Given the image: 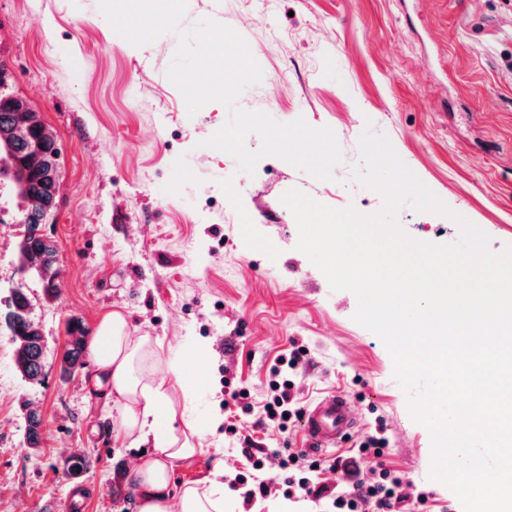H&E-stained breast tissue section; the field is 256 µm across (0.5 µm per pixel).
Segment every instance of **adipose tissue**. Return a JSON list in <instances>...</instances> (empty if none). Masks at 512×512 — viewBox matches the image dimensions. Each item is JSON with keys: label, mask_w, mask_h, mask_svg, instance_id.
I'll return each instance as SVG.
<instances>
[{"label": "adipose tissue", "mask_w": 512, "mask_h": 512, "mask_svg": "<svg viewBox=\"0 0 512 512\" xmlns=\"http://www.w3.org/2000/svg\"><path fill=\"white\" fill-rule=\"evenodd\" d=\"M87 343L94 388L121 405L118 435L154 441V455L134 473L139 512H224V499L232 490L219 481L171 493L174 463L193 456L196 438L219 424L214 418L182 432L176 428L171 395L186 385L181 361L162 362L159 341L134 335L118 309L101 317Z\"/></svg>", "instance_id": "adipose-tissue-1"}]
</instances>
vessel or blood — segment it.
Masks as SVG:
<instances>
[{
	"mask_svg": "<svg viewBox=\"0 0 512 512\" xmlns=\"http://www.w3.org/2000/svg\"><path fill=\"white\" fill-rule=\"evenodd\" d=\"M353 423L349 399L341 393L329 394L316 402L304 415L302 434L310 447L332 448Z\"/></svg>",
	"mask_w": 512,
	"mask_h": 512,
	"instance_id": "b4317fda",
	"label": "vessel or blood"
}]
</instances>
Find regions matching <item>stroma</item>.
Listing matches in <instances>:
<instances>
[{"mask_svg": "<svg viewBox=\"0 0 512 512\" xmlns=\"http://www.w3.org/2000/svg\"><path fill=\"white\" fill-rule=\"evenodd\" d=\"M204 18L241 35L262 70L235 108L334 131L342 158L331 179L274 156L248 174L205 147L231 109L211 102L189 114L166 75L175 34L135 47L97 0H0L4 89L53 132L61 168L44 228L58 252L52 297L19 272L23 202L0 180V298L27 292L46 345L44 376L31 383L0 330V512H58L79 491L80 512H138L132 475L152 444L117 438L120 408L91 386L92 365L61 370L69 320L90 330L113 308L134 334L162 341L163 359L191 338L208 345L205 362L187 369V393L172 400L177 427L214 414L220 423L194 456L175 462L173 491L209 484L220 464L238 492L224 512H338L333 490L349 477L328 461L375 434L387 441L383 469L401 479L400 512H464L430 476L431 434L412 417L389 350L353 321L355 295L332 290L297 250L281 198L297 189L333 208L377 212L381 195L351 179L364 167L357 140L369 124L438 198L490 235L492 252L512 245V0H188L181 26ZM397 221L421 242L459 237L452 220L407 206ZM297 348L298 408L340 392L356 421L319 453L306 449L300 422L260 425L256 409L225 395L243 385L262 400L272 366ZM27 407L43 419L37 448L25 437ZM73 454L88 466L71 479ZM258 465L270 477L263 491L252 480ZM301 478L321 495L288 493Z\"/></svg>", "mask_w": 512, "mask_h": 512, "instance_id": "1", "label": "stroma"}]
</instances>
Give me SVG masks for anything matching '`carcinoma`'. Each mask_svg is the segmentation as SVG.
Masks as SVG:
<instances>
[{"label": "carcinoma", "instance_id": "obj_1", "mask_svg": "<svg viewBox=\"0 0 512 512\" xmlns=\"http://www.w3.org/2000/svg\"><path fill=\"white\" fill-rule=\"evenodd\" d=\"M14 103L9 94L0 91V139L10 135L14 125ZM58 151L53 143L16 141L10 145L7 155H0V177H13L20 195L26 202L28 221L27 232L21 245L20 254L40 259L44 279L55 274L56 250L51 241L41 233L47 212L56 206L59 181L51 176H33L23 178L21 171H11L9 160L29 161L35 153H40L42 160L52 158ZM6 316L8 328L16 343L15 364L21 377L27 381H41L43 376L44 340L39 327L30 315V300L26 292L19 288L11 294L6 309H0V317ZM71 340L62 357L64 371L72 374L85 366L84 327L81 321L73 320L69 324ZM41 416L31 411L27 417L26 437L28 445L38 447L41 440Z\"/></svg>", "mask_w": 512, "mask_h": 512}]
</instances>
